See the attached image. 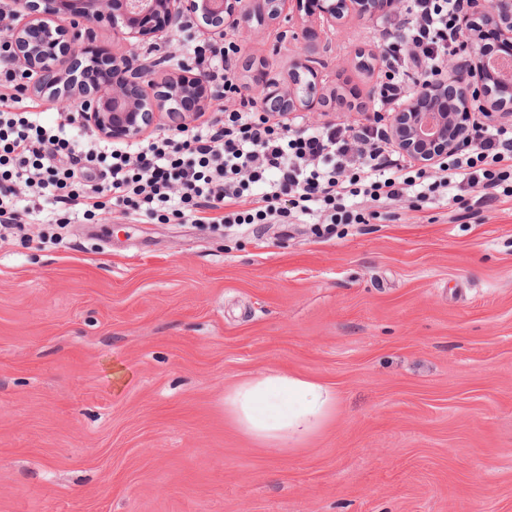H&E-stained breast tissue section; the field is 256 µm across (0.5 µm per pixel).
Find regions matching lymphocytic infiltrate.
I'll use <instances>...</instances> for the list:
<instances>
[{"instance_id": "f902f5d3", "label": "lymphocytic infiltrate", "mask_w": 512, "mask_h": 512, "mask_svg": "<svg viewBox=\"0 0 512 512\" xmlns=\"http://www.w3.org/2000/svg\"><path fill=\"white\" fill-rule=\"evenodd\" d=\"M407 14L384 17L385 72L370 100L394 112L414 94V77L441 75L464 46L462 14L475 0H411ZM239 51L191 45L189 63L241 88L224 74ZM0 39V226L64 224L94 217L113 203L158 219L194 224H361L368 210L409 192L434 199L471 194L487 207L512 201V130L482 121L470 130L468 155L449 152L434 173L411 171L388 127L373 121L326 123L302 133L293 121H271L247 105L186 138L167 135L121 147L101 139L80 109L60 113L54 127L22 109L24 74L7 63Z\"/></svg>"}]
</instances>
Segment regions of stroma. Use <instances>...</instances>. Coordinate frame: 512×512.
<instances>
[{
    "label": "stroma",
    "mask_w": 512,
    "mask_h": 512,
    "mask_svg": "<svg viewBox=\"0 0 512 512\" xmlns=\"http://www.w3.org/2000/svg\"><path fill=\"white\" fill-rule=\"evenodd\" d=\"M382 27L242 20L238 83L313 46L325 112L360 121ZM139 46L179 71L185 36ZM472 197L306 224L101 211L0 237V512H512V204ZM328 385L327 422L258 443L224 393L260 373Z\"/></svg>",
    "instance_id": "obj_1"
}]
</instances>
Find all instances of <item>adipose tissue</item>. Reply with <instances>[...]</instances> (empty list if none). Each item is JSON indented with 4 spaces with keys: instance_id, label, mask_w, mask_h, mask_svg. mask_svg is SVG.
Instances as JSON below:
<instances>
[{
    "instance_id": "1",
    "label": "adipose tissue",
    "mask_w": 512,
    "mask_h": 512,
    "mask_svg": "<svg viewBox=\"0 0 512 512\" xmlns=\"http://www.w3.org/2000/svg\"><path fill=\"white\" fill-rule=\"evenodd\" d=\"M335 401L321 383L271 371L225 392L224 409L254 441L290 448L323 425Z\"/></svg>"
}]
</instances>
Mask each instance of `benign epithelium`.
Here are the masks:
<instances>
[{
    "instance_id": "7a95c632",
    "label": "benign epithelium",
    "mask_w": 512,
    "mask_h": 512,
    "mask_svg": "<svg viewBox=\"0 0 512 512\" xmlns=\"http://www.w3.org/2000/svg\"><path fill=\"white\" fill-rule=\"evenodd\" d=\"M295 2L334 26L348 13L372 22L381 18L388 5L399 0H42L44 8L31 0H17L7 38L13 48L12 62L32 77L40 94L65 108L83 105L87 124L107 140L135 141L150 129L164 124L184 131L217 97L221 86L202 73L183 71L154 83L147 79L146 66L139 62L136 48L162 36L185 16L201 19L211 38L222 40L228 28L243 17L289 21L287 5ZM112 22V34L124 41L128 53L112 55L110 65L124 73L119 84L86 85L76 71L87 58L82 45L86 33L79 25L101 18ZM493 27L512 45V0L478 4L465 13L460 27L467 36L472 61L462 66L448 65L442 79H429L417 87L413 98L400 111L390 113L389 129L395 147L416 164L432 167L450 151L467 146L465 112L479 103L486 112L512 118V77L496 68L498 58L481 51L479 33ZM452 86L459 111L448 112L427 103ZM248 97H256L265 109L280 103L282 112H318L323 101L317 92L312 56L303 55L295 64L292 85L283 88L270 66L244 87Z\"/></svg>"
}]
</instances>
